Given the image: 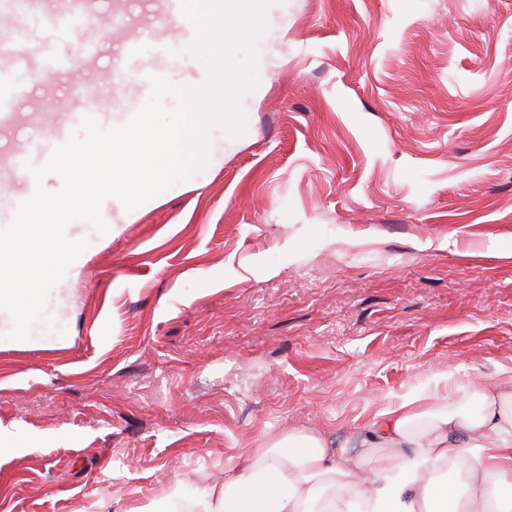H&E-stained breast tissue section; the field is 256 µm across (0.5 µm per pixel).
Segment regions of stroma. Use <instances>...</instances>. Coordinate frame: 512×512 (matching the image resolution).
<instances>
[{
    "label": "stroma",
    "mask_w": 512,
    "mask_h": 512,
    "mask_svg": "<svg viewBox=\"0 0 512 512\" xmlns=\"http://www.w3.org/2000/svg\"><path fill=\"white\" fill-rule=\"evenodd\" d=\"M98 50L34 78L66 0L0 6L25 76L0 147L46 140L75 91L106 110L123 41L180 40L166 0H91ZM247 132L88 239L51 290L62 334L0 341V512H158L224 464L312 431L361 449L437 375L512 371V0H272ZM26 39H18V28ZM41 443L42 441L34 435L18 437L11 432H4L0 429L1 456H9L26 448H39Z\"/></svg>",
    "instance_id": "stroma-1"
}]
</instances>
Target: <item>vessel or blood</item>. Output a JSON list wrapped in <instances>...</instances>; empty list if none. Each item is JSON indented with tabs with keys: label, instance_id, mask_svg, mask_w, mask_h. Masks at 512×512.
<instances>
[{
	"label": "vessel or blood",
	"instance_id": "vessel-or-blood-1",
	"mask_svg": "<svg viewBox=\"0 0 512 512\" xmlns=\"http://www.w3.org/2000/svg\"><path fill=\"white\" fill-rule=\"evenodd\" d=\"M167 10L171 18L180 22L181 48L189 49L197 33L194 24L182 17L181 0H167ZM170 52V43L161 37L149 41H126L122 43L115 58L112 73L121 80L135 77L142 87H149L151 77L164 76L165 70L161 62ZM23 88L17 74L7 70L0 72V129L14 125V108L23 94ZM87 116L96 119L102 127L108 128L112 125L110 113L87 103L75 102L69 104L61 113L47 142L28 148L16 157L6 152L0 154V180L9 183L16 181L20 184L18 191L0 195L1 224L11 223L21 201L31 198L36 190V181L31 173L26 172V165H44L53 151L69 139L71 128L80 125Z\"/></svg>",
	"mask_w": 512,
	"mask_h": 512
}]
</instances>
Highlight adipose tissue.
<instances>
[{"label":"adipose tissue","instance_id":"1","mask_svg":"<svg viewBox=\"0 0 512 512\" xmlns=\"http://www.w3.org/2000/svg\"><path fill=\"white\" fill-rule=\"evenodd\" d=\"M449 374L441 382L449 383ZM450 385V383H449ZM400 463L377 470V450ZM463 473L462 485L448 482ZM195 512H512V374L491 386L413 392L378 410L355 457L315 433L258 448L224 466Z\"/></svg>","mask_w":512,"mask_h":512}]
</instances>
